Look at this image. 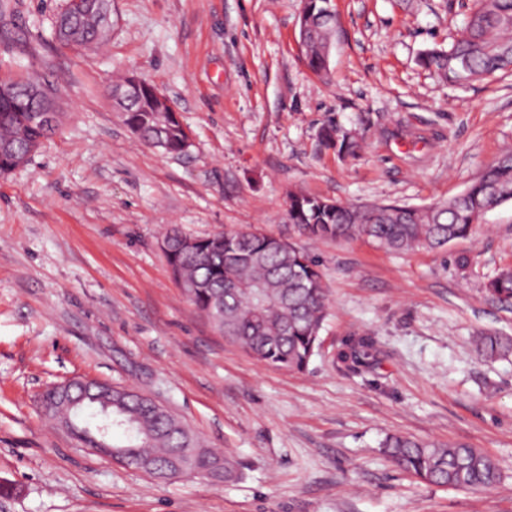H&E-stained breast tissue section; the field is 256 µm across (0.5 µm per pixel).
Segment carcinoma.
<instances>
[{
  "label": "carcinoma",
  "instance_id": "obj_1",
  "mask_svg": "<svg viewBox=\"0 0 512 512\" xmlns=\"http://www.w3.org/2000/svg\"><path fill=\"white\" fill-rule=\"evenodd\" d=\"M302 19L307 37L302 55L316 74L327 73L329 45L336 16L330 0H305ZM112 0H64L54 24L55 38L75 49L98 48L109 40ZM420 63L441 81L463 86L497 72L512 71V0H475L469 20L448 48H431ZM15 96L0 98V176L14 170L20 154L31 153L53 132L38 116V103L26 96L31 78L1 80ZM154 86L125 107L124 119L139 132V140L167 153L181 152L188 138L172 116L156 129ZM319 142L340 155H356L357 138L326 124ZM512 202V152H507L465 191L445 201L410 207L396 203L354 204L294 192L289 194L292 227L309 239L363 238L378 249L405 253L437 250L468 236L488 210ZM162 247L174 281L204 317L224 303V316L213 323L231 343L257 360L281 369H306L319 346V333L329 315L328 289L320 263L295 243L274 235L233 232L191 237L170 228ZM486 292L512 302V268L501 270L486 284ZM477 351L487 357L512 352V337L478 336ZM78 410L95 415L94 427L74 416V434L86 447L95 445L104 426L122 440L112 443L117 458L129 468L163 471L188 448L184 467L210 481H229L237 463L208 448L174 414H157L147 399L112 402V414L102 416L100 404L86 399ZM382 447L405 471L432 485L489 490L500 482L498 463L488 454L453 442H424L404 435L387 437Z\"/></svg>",
  "mask_w": 512,
  "mask_h": 512
}]
</instances>
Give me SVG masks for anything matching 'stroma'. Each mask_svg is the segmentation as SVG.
I'll list each match as a JSON object with an SVG mask.
<instances>
[{"label":"stroma","instance_id":"obj_1","mask_svg":"<svg viewBox=\"0 0 512 512\" xmlns=\"http://www.w3.org/2000/svg\"><path fill=\"white\" fill-rule=\"evenodd\" d=\"M63 0H0V79L34 77L65 119L0 176V512H512V306L484 292L512 266V202L440 250L389 254L311 240L288 195L423 206L460 194L512 148V72L464 87L420 54L463 31L473 0H331L329 75L298 47L303 0H112V37H54ZM134 74L172 103L181 154L139 141L112 104ZM363 129L354 157L320 146ZM261 232L316 257L329 287L301 372L224 338L173 280L164 227ZM370 337L361 364L339 359ZM85 376L169 408L238 463L237 478L159 481L48 422L40 393ZM391 434L492 456L494 489L422 482L382 450ZM475 345L477 351L487 358L505 357L512 352V337L477 336Z\"/></svg>","mask_w":512,"mask_h":512}]
</instances>
